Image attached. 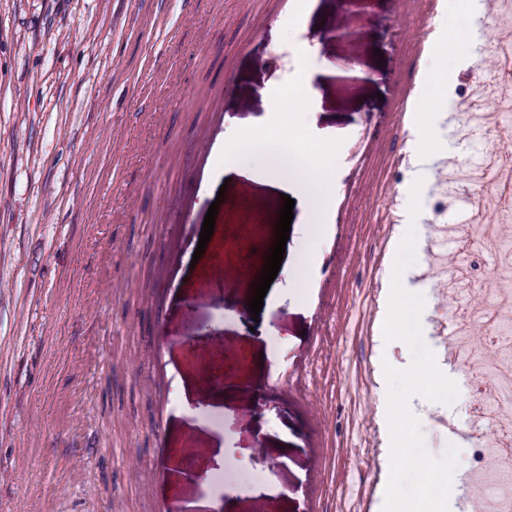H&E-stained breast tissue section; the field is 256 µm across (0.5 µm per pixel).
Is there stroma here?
Segmentation results:
<instances>
[{
	"label": "stroma",
	"mask_w": 512,
	"mask_h": 512,
	"mask_svg": "<svg viewBox=\"0 0 512 512\" xmlns=\"http://www.w3.org/2000/svg\"><path fill=\"white\" fill-rule=\"evenodd\" d=\"M426 14L422 0H0V512H337L353 468L382 512L391 438L384 363L387 285L405 233V184L427 147L412 116L444 113L442 152L420 196L423 246L407 285L425 298L423 335L459 388L449 406L413 398L425 445L460 450L449 512L465 480L498 468L471 437L469 380L512 392V167L502 147L501 74L512 65V0ZM456 33L438 45L436 28ZM430 50L412 57L416 41ZM312 52L305 133L335 179L330 210L295 215L287 244L314 246L298 287L281 267L267 339L239 331L283 205L261 153L225 178L234 131L265 115ZM467 64L449 68L459 49ZM214 231L196 255L204 218ZM466 226V249L435 248ZM478 277L446 323L445 273ZM213 334L186 346L200 325ZM469 357L454 361V347ZM232 363L230 389L204 369ZM447 419L440 427L438 419ZM223 454V466L214 457ZM268 486L254 494V485Z\"/></svg>",
	"instance_id": "35a3bbf8"
}]
</instances>
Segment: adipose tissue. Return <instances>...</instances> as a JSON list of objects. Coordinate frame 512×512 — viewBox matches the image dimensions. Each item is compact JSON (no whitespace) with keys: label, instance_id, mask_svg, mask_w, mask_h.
I'll return each instance as SVG.
<instances>
[{"label":"adipose tissue","instance_id":"ef3b65f1","mask_svg":"<svg viewBox=\"0 0 512 512\" xmlns=\"http://www.w3.org/2000/svg\"><path fill=\"white\" fill-rule=\"evenodd\" d=\"M311 100L303 89H296L288 97L272 95L266 124L267 137L258 141L255 131L245 128L224 151V171L234 174L240 170V159L253 148H263L266 154V176L272 186L293 193L296 204L307 219H315L329 206L335 194V182L325 173L311 172L314 154H327L331 145L302 136L292 138L293 126L309 112Z\"/></svg>","mask_w":512,"mask_h":512}]
</instances>
